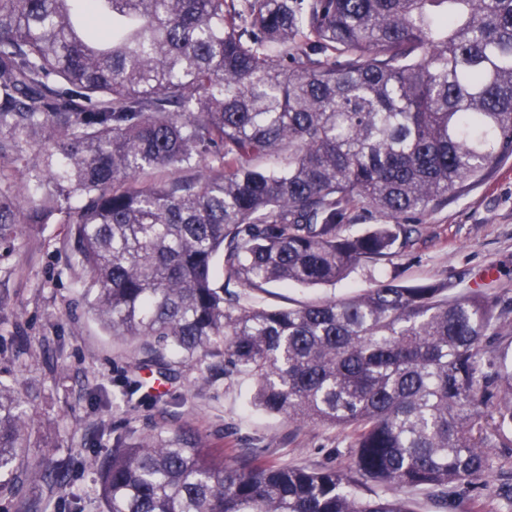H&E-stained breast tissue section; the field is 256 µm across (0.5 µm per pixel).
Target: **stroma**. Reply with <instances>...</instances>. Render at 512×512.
<instances>
[{"instance_id":"obj_1","label":"stroma","mask_w":512,"mask_h":512,"mask_svg":"<svg viewBox=\"0 0 512 512\" xmlns=\"http://www.w3.org/2000/svg\"><path fill=\"white\" fill-rule=\"evenodd\" d=\"M414 243L387 260L363 263L333 286L271 284L240 289L243 305L288 308L340 300L379 282L475 286L490 268L489 287L512 290V159L447 207L416 220ZM59 223L23 228L12 254L0 260V383L13 386L33 415L30 466L65 470L63 487H27L47 512H103L94 456L116 436L188 430L203 447L220 448L228 462L249 455L308 469L352 465L346 430L294 423L255 408L254 382L225 377L223 353L205 363L173 365L155 394L154 379L140 374L130 391L141 348L113 340L81 298L79 275L67 261Z\"/></svg>"}]
</instances>
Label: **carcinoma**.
<instances>
[{
	"label": "carcinoma",
	"instance_id": "obj_1",
	"mask_svg": "<svg viewBox=\"0 0 512 512\" xmlns=\"http://www.w3.org/2000/svg\"><path fill=\"white\" fill-rule=\"evenodd\" d=\"M510 158L512 0H0V258L58 217L89 312L148 349L136 369L221 345L256 407L350 433L346 470L118 437L93 462L105 512H412L377 486L453 512L512 447V297L389 280L270 309L228 287L332 285ZM31 421L0 384L17 512L44 510ZM388 497L405 498L415 512H448L430 491H403L397 488H383Z\"/></svg>",
	"mask_w": 512,
	"mask_h": 512
}]
</instances>
